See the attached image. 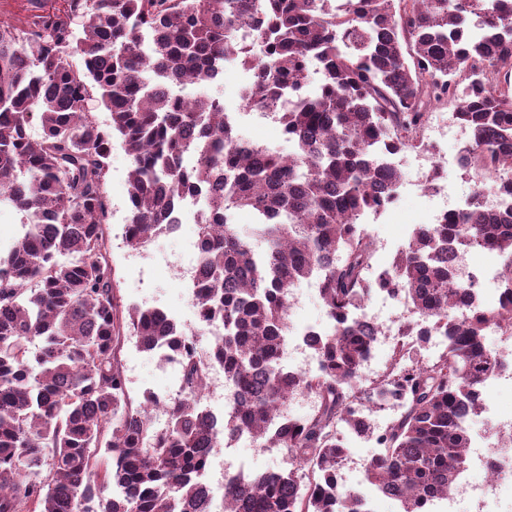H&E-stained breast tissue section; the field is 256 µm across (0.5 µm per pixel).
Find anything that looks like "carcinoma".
Returning <instances> with one entry per match:
<instances>
[{
    "instance_id": "cac0c4a2",
    "label": "carcinoma",
    "mask_w": 512,
    "mask_h": 512,
    "mask_svg": "<svg viewBox=\"0 0 512 512\" xmlns=\"http://www.w3.org/2000/svg\"><path fill=\"white\" fill-rule=\"evenodd\" d=\"M243 27L263 58L238 39ZM238 60L251 71L247 106L274 113L288 155L240 138L219 98L187 105L169 92L206 87ZM314 65L324 79L306 94ZM89 98L110 126L93 120ZM448 101L468 131L471 197L445 223L418 225L370 278L374 246L358 225L391 204L399 174L385 156L428 148V112ZM116 136L131 158L130 250L174 230L182 197L201 204L192 306L223 328L219 417L201 405L208 368L177 321L123 311L114 294L104 226ZM487 190L506 206L489 211ZM244 207L256 218L248 234L232 223ZM2 209L22 214L25 232L0 252V512H208L209 452L241 434L287 449L290 468L227 474L224 512H362L339 481L341 430L364 434L360 405L386 390L400 405L365 479L399 512H431L467 466L470 420L497 364L487 327L512 332V0H69L22 34L1 25ZM460 247L504 258L500 303L464 316L450 266ZM313 279L331 332L312 335L320 372L295 377L279 360L288 293ZM380 290L448 344L426 358L428 332L408 318L390 367L364 382L373 336L349 314ZM129 336L179 358L188 392L163 400L161 430L158 398L129 401L118 358ZM299 389L315 394V411L273 423Z\"/></svg>"
}]
</instances>
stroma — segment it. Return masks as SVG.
<instances>
[{
	"mask_svg": "<svg viewBox=\"0 0 512 512\" xmlns=\"http://www.w3.org/2000/svg\"><path fill=\"white\" fill-rule=\"evenodd\" d=\"M248 78L243 67L236 64L225 67L218 83L208 89L190 86L186 92L196 96L204 91L220 98L227 111L242 113L243 118L237 126L241 138L283 154L288 153L290 145L279 123L246 114V106L238 89L246 85ZM130 168L131 159L121 140H114L106 191L111 211L108 246L115 295L121 307L138 305L159 308L182 326H192L194 309L179 270L187 266L194 256L198 227L193 223L185 224L177 233L157 237L146 248L129 250L124 244V232ZM438 201V196L431 193H416L404 197L383 212L367 213L363 218L364 223L374 225L378 240L385 243L384 249L376 252V261L390 264L397 247L407 242L413 227L430 223L432 206ZM120 359L127 377L129 397L135 404L142 402L144 394L149 392L160 396L168 394L179 374L178 366H161L157 354L143 351L132 338L125 340Z\"/></svg>",
	"mask_w": 512,
	"mask_h": 512,
	"instance_id": "1",
	"label": "stroma"
}]
</instances>
